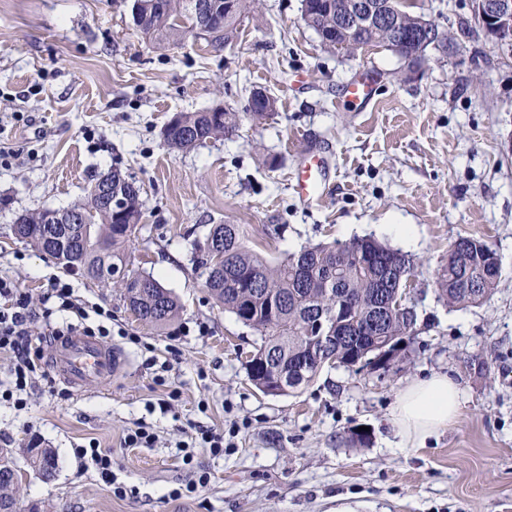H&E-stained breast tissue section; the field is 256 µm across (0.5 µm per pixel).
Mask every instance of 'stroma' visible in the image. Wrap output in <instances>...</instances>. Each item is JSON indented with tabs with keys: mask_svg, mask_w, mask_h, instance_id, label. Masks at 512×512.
Listing matches in <instances>:
<instances>
[{
	"mask_svg": "<svg viewBox=\"0 0 512 512\" xmlns=\"http://www.w3.org/2000/svg\"><path fill=\"white\" fill-rule=\"evenodd\" d=\"M455 46L429 51L417 77L383 47L329 52L301 18V0H263L222 50L190 37L153 49L112 0H0V278L40 297L65 275L18 242L19 214L64 208L118 168L142 187L131 267L182 305L157 329L137 320L112 282L68 276L86 305L111 309L122 358L111 380L67 391L36 379L26 408L0 400V448L16 449L18 512H512V48L480 37L471 0H411ZM379 78L365 112L341 104L361 72ZM277 100L266 123L182 153L167 149L170 116L223 105L246 112L252 90ZM330 161L329 187L300 203L289 174L305 142ZM273 157L268 169L261 156ZM244 225L275 260L306 244L365 235L415 263L418 320L406 360L386 370L326 369L301 390L268 397L243 363L257 337L202 285L190 258L211 225ZM280 227L278 236L265 225ZM409 224L412 240L391 227ZM485 243L500 278L483 303L450 308L434 277L458 238ZM490 365L477 377L473 365ZM445 373L459 385L458 418L420 444L392 424L399 391ZM144 425L149 448L124 438ZM370 429L367 445L350 441ZM224 432V453L181 442ZM53 449L51 479L22 455ZM112 455V483L74 450ZM209 472L195 493L171 497Z\"/></svg>",
	"mask_w": 512,
	"mask_h": 512,
	"instance_id": "35a3bbf8",
	"label": "stroma"
}]
</instances>
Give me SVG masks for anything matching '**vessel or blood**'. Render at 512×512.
<instances>
[{
    "mask_svg": "<svg viewBox=\"0 0 512 512\" xmlns=\"http://www.w3.org/2000/svg\"><path fill=\"white\" fill-rule=\"evenodd\" d=\"M376 93L377 81L369 75L347 84L343 89L345 103L357 106L370 103ZM328 173V160L324 152L317 145H307L291 176L296 197L306 204L318 201L326 189ZM53 342L52 369L77 392L91 384L111 379L121 364L119 354L111 346L81 329L54 337Z\"/></svg>",
    "mask_w": 512,
    "mask_h": 512,
    "instance_id": "b4317fda",
    "label": "vessel or blood"
}]
</instances>
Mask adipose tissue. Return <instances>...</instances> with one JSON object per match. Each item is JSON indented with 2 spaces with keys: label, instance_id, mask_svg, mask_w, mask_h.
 Listing matches in <instances>:
<instances>
[{
  "label": "adipose tissue",
  "instance_id": "ef3b65f1",
  "mask_svg": "<svg viewBox=\"0 0 512 512\" xmlns=\"http://www.w3.org/2000/svg\"><path fill=\"white\" fill-rule=\"evenodd\" d=\"M461 410L460 390L448 375L435 374L406 386L393 408L403 443L416 444L454 422Z\"/></svg>",
  "mask_w": 512,
  "mask_h": 512
}]
</instances>
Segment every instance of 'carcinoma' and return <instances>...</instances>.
<instances>
[{
	"label": "carcinoma",
	"mask_w": 512,
	"mask_h": 512,
	"mask_svg": "<svg viewBox=\"0 0 512 512\" xmlns=\"http://www.w3.org/2000/svg\"><path fill=\"white\" fill-rule=\"evenodd\" d=\"M233 9L224 10V0H154L156 12L132 19L141 36L152 46H171L194 35L192 5L213 12L204 40L215 50L232 40L238 26L258 12L259 0H233ZM304 23L330 51L354 50V45L384 46L408 61L419 49L414 43L416 15L400 0L388 12L400 9V27L377 25L357 29L348 20L353 0H301ZM276 110L275 98L250 112L224 110L215 115L205 109L179 113L178 125L163 135L172 151L186 152L211 139L237 132L243 120L265 123ZM82 224L94 226L98 246L82 252L71 249L56 257L61 268L79 271L90 282L106 280L104 264L129 263L127 245L135 236L143 210L132 213V223L117 224L111 210L90 186L87 195L65 208ZM54 228L43 222V212L26 213L17 238L45 251L46 234ZM214 234L221 245L217 260L201 259L195 266L205 277L204 287L224 310L254 330L259 340L246 357L247 380L259 387L276 374L288 378V393L309 385L321 372L318 364L333 356L346 368H368L380 353L379 344L398 347L405 358L415 336L417 316L391 307L409 287L414 262L408 255L373 238L348 242H320L302 247L272 263L248 245L247 231L240 224H215ZM500 266L495 252L470 238L456 240L448 251V265L438 269L435 285L438 297L450 307L478 305L497 288ZM120 297L136 319L162 328L177 319L181 306L172 294L150 274L130 283L117 284ZM325 317L336 325L330 347L307 333L310 322ZM33 460V471L45 478L57 468L50 448L22 449ZM14 450L0 448V512H10L15 503L18 480L9 467Z\"/></svg>",
	"instance_id": "obj_1"
}]
</instances>
